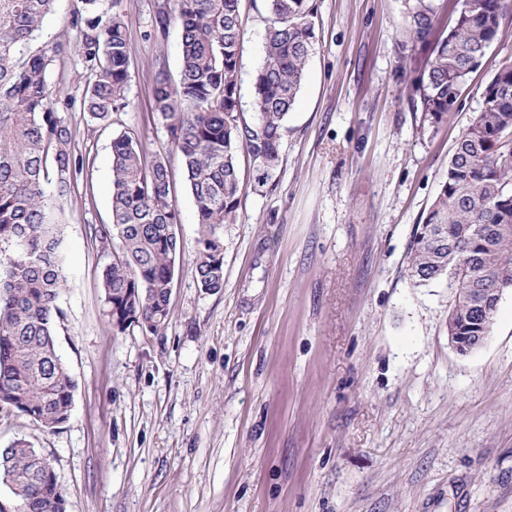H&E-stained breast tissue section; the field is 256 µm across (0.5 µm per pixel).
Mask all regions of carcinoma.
I'll use <instances>...</instances> for the list:
<instances>
[{
	"label": "carcinoma",
	"mask_w": 512,
	"mask_h": 512,
	"mask_svg": "<svg viewBox=\"0 0 512 512\" xmlns=\"http://www.w3.org/2000/svg\"><path fill=\"white\" fill-rule=\"evenodd\" d=\"M58 0H0V410L54 429L69 419L75 383L57 351L58 305L67 275L62 247L65 203L84 160L71 149L63 91L48 69L75 45L90 72L82 107L108 121L128 106L132 46L123 0H74L71 31L32 48ZM241 0H173L157 5L156 37L180 31V78L154 67V104L182 157L199 226L197 282L224 288V245L216 228L237 221L236 149L245 145L259 184L280 161L286 118L302 87L315 38L310 0H265L264 51L254 80V112L240 103ZM512 0H462L445 37L433 40V0H407L413 43L433 45L429 69L413 85L424 119L454 110L468 76L506 21ZM138 137L112 139L111 223L93 228L112 328L156 332L170 318L171 272L181 252L180 211L161 156L144 161ZM512 268V59L487 84L473 120L455 144L447 176L418 225L408 272L415 285L446 281L453 290L448 322L471 343L486 333L478 307L495 299L498 273ZM0 483H12L15 508L64 512L65 498L49 461L23 440L0 448Z\"/></svg>",
	"instance_id": "carcinoma-1"
}]
</instances>
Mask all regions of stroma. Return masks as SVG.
Returning a JSON list of instances; mask_svg holds the SVG:
<instances>
[{
	"label": "stroma",
	"instance_id": "obj_1",
	"mask_svg": "<svg viewBox=\"0 0 512 512\" xmlns=\"http://www.w3.org/2000/svg\"><path fill=\"white\" fill-rule=\"evenodd\" d=\"M156 0H124L134 48L128 105L81 110L77 55L48 79L71 98L83 171L66 204L58 347L76 382L47 430L0 411V448L30 443L66 512H512V290L485 344L448 343L447 282L407 275L418 224L500 64L512 24L454 112L424 121L405 0H311L315 38L273 179L239 151L238 219L224 225V287H199L195 204L153 99V66L180 72V33L151 34ZM264 0H242L240 110L251 116ZM133 130L162 156L181 213L171 317L113 331L91 235L111 216V142Z\"/></svg>",
	"mask_w": 512,
	"mask_h": 512
}]
</instances>
